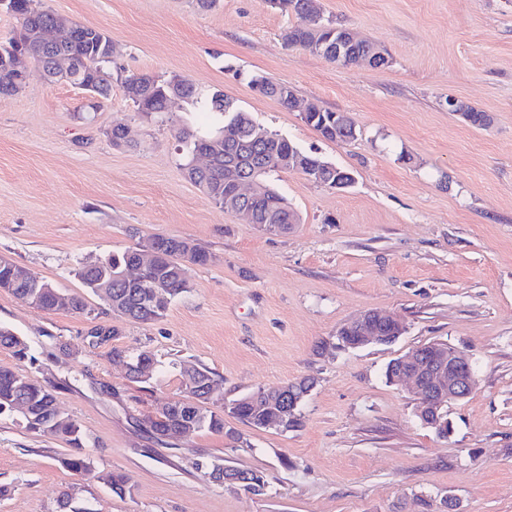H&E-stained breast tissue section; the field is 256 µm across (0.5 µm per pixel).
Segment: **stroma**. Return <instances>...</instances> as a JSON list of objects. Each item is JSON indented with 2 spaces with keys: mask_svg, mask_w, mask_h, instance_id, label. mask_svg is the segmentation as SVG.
<instances>
[{
  "mask_svg": "<svg viewBox=\"0 0 512 512\" xmlns=\"http://www.w3.org/2000/svg\"><path fill=\"white\" fill-rule=\"evenodd\" d=\"M105 32L126 73L180 75L234 98L261 126L350 171L336 190L300 171L268 177L299 218L266 233L214 205L186 176L178 130L208 128L186 103L139 112L121 84L93 113L67 83L30 65L25 88L0 96V257L91 312H42L0 291V324L36 363L0 348V367L57 383L59 408L80 426L97 468L125 475L117 496L63 460L69 446L0 416V512H55L72 483L93 512H424L451 494L458 512H512V0H315L328 19L380 43L384 68L339 66L286 48L293 19L266 0H33ZM290 85L299 100L349 113L360 130L331 142L298 112L254 92L252 76ZM488 113L476 128L449 99ZM124 126L129 136L108 135ZM161 234L205 248L187 268L190 289L149 323L103 313L75 277L78 263L119 254ZM370 309L402 318L390 345L337 349V330ZM112 325V343L88 333ZM472 361L478 384L448 406L438 437L387 364L429 342ZM149 351L161 370L131 381L111 350ZM211 371L227 399L311 377L302 424L260 430L224 419L177 448L137 418L183 396L181 365ZM263 471L265 494L214 483L215 458Z\"/></svg>",
  "mask_w": 512,
  "mask_h": 512,
  "instance_id": "1",
  "label": "stroma"
}]
</instances>
